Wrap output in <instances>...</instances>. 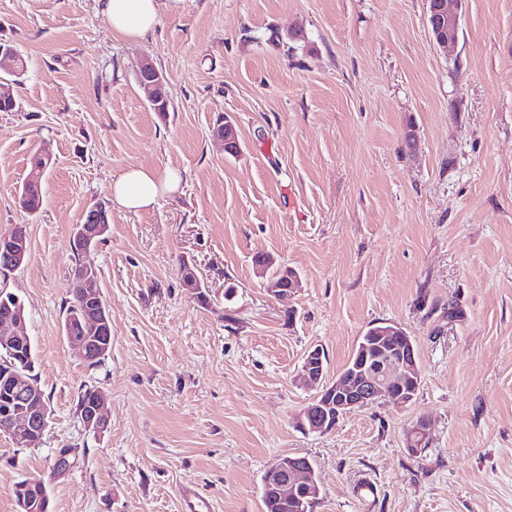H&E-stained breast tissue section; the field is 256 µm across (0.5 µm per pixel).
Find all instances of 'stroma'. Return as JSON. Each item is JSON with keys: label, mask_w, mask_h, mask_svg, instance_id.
Here are the masks:
<instances>
[{"label": "stroma", "mask_w": 512, "mask_h": 512, "mask_svg": "<svg viewBox=\"0 0 512 512\" xmlns=\"http://www.w3.org/2000/svg\"><path fill=\"white\" fill-rule=\"evenodd\" d=\"M460 12L446 54L426 0H185L138 41L96 0H0V42L26 63L18 108L0 112V233L24 224L31 240L0 289L25 307L49 408L38 447L0 436V512L22 481L46 483L52 512H182L187 487L209 512H263L285 455L315 469L312 512H512V0ZM145 58L168 112L137 87ZM221 115L240 154L211 137ZM38 151L52 164L30 217L18 191ZM137 166L182 181L152 209L111 212L93 258L112 351L90 368L63 330L70 240ZM261 254L297 272L290 299L264 288ZM384 322L414 341L415 399L300 430L307 352L335 382ZM92 386L108 397L100 434L77 414ZM420 419L429 446L413 457Z\"/></svg>", "instance_id": "obj_1"}]
</instances>
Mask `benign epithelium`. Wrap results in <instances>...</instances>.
Instances as JSON below:
<instances>
[{"instance_id": "obj_1", "label": "benign epithelium", "mask_w": 512, "mask_h": 512, "mask_svg": "<svg viewBox=\"0 0 512 512\" xmlns=\"http://www.w3.org/2000/svg\"><path fill=\"white\" fill-rule=\"evenodd\" d=\"M427 16L432 42L443 51L458 41L459 11L453 7L458 0H426ZM21 55L11 46L0 44V99L15 102L11 85L24 70L19 65ZM136 82L152 107L167 100V81L162 71L150 60L140 62ZM212 138L224 149L237 154L241 150L237 129L232 121L212 128ZM111 218L105 212L89 211L88 223L78 224L74 239L83 257L84 287L95 307L81 316L83 335L74 336L76 353L82 359L104 357L112 341V318L107 306L95 289L97 265L92 254L105 239ZM27 231L16 224L6 234H0V253L7 258L11 270L21 268L27 255ZM280 276L266 280L267 291L276 298H287L299 287L297 273L288 267L278 268ZM27 335L22 312L10 310L0 318V351L13 353L18 341ZM300 380L311 388H320L318 394L303 409L298 425L305 431L324 434L336 428L349 414L369 407L382 396L391 397L401 407L412 402L421 382V370L414 343L402 327L383 323L373 331V339L363 341L357 348L351 365L336 376V382H325L322 351L315 348L304 358ZM4 407L0 410V435L8 436L15 446H36L47 427L48 410L41 395L25 374L12 372L0 378ZM26 395L25 406L18 409L12 395ZM107 395L97 390L94 399L78 409V416L88 430L103 432L108 427L105 417ZM269 490L278 499L303 501L319 496L320 486L314 478V468L306 458L284 456L267 474Z\"/></svg>"}]
</instances>
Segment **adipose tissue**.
<instances>
[{
	"instance_id": "1",
	"label": "adipose tissue",
	"mask_w": 512,
	"mask_h": 512,
	"mask_svg": "<svg viewBox=\"0 0 512 512\" xmlns=\"http://www.w3.org/2000/svg\"><path fill=\"white\" fill-rule=\"evenodd\" d=\"M114 34L135 40L153 32L159 23V7L178 10L182 0H99ZM178 183L175 172L158 174L145 168H130L112 183V202L120 210L139 212L153 208Z\"/></svg>"
}]
</instances>
